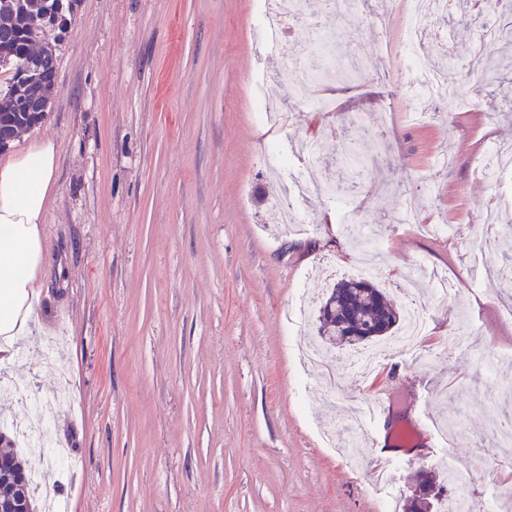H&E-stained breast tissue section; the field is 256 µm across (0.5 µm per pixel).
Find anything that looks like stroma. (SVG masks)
Returning <instances> with one entry per match:
<instances>
[{
  "label": "stroma",
  "mask_w": 512,
  "mask_h": 512,
  "mask_svg": "<svg viewBox=\"0 0 512 512\" xmlns=\"http://www.w3.org/2000/svg\"><path fill=\"white\" fill-rule=\"evenodd\" d=\"M313 3L309 27L292 28L269 60V95L287 99L342 51L376 62L395 88L371 73L325 82L333 111L287 99L278 128L259 121L252 98L259 0H79L65 36L46 34L57 45L51 109L11 148L40 138L58 148L42 226L48 275L0 379L33 385L47 402L68 383L70 402L54 404L45 424L81 465L63 473L48 450L42 470L70 512H385L424 471L449 496L512 512L494 498L512 486V447L489 430L512 416V400L476 368L494 345L496 378L512 386V320L492 279L512 262V231L490 237L483 223L492 198L512 195V177L479 170L490 142L512 138V116L490 110L492 94L512 88V66H473L477 35L512 18L496 0L452 31L423 18L428 42L456 64L449 89L475 103L451 100L415 123L400 58L383 57L367 32L381 0H353L343 19ZM313 28L327 53L312 50ZM285 60L296 69L281 71ZM299 137L321 141L320 185L346 190L311 191L300 228L286 230L262 155L289 153ZM377 143L388 148L377 169L352 173L346 149L367 154ZM407 198L420 222L400 229ZM433 224L450 231L433 234ZM349 225L369 226L373 243L352 240ZM361 250L397 306L410 295L399 270L418 268L411 295L429 315L424 345L367 377L346 347L310 368L297 342L316 339L319 301ZM443 275L461 276L454 297L437 296ZM463 327L470 347L449 348ZM380 399L385 420L350 422V407ZM330 419L340 438L363 434V448L327 447L318 428ZM455 419L457 458L470 469L452 485ZM398 421L417 427L414 448L379 456L374 439Z\"/></svg>",
  "instance_id": "stroma-1"
}]
</instances>
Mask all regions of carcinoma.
Returning a JSON list of instances; mask_svg holds the SVG:
<instances>
[{
  "instance_id": "obj_1",
  "label": "carcinoma",
  "mask_w": 512,
  "mask_h": 512,
  "mask_svg": "<svg viewBox=\"0 0 512 512\" xmlns=\"http://www.w3.org/2000/svg\"><path fill=\"white\" fill-rule=\"evenodd\" d=\"M55 0H0V68L6 64L27 70L43 57H56L53 45L42 41L40 18ZM370 65L347 58L339 70L348 80L355 73H367ZM55 82L30 85L7 79L0 89V125H9L10 134H19L39 123L49 111ZM37 94L34 112L18 117L15 101ZM318 334L332 346H357L395 333L402 321V310L394 307L383 289L373 280L358 278L335 283L329 288L318 311ZM0 512H14L21 480L31 475V464L14 448H0ZM436 489L435 477L425 471L415 494L406 501L403 512H431L429 496Z\"/></svg>"
}]
</instances>
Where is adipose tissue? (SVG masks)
I'll return each mask as SVG.
<instances>
[{"label": "adipose tissue", "instance_id": "1", "mask_svg": "<svg viewBox=\"0 0 512 512\" xmlns=\"http://www.w3.org/2000/svg\"><path fill=\"white\" fill-rule=\"evenodd\" d=\"M56 160L55 143L44 140L0 161V363L10 361L38 298Z\"/></svg>", "mask_w": 512, "mask_h": 512}]
</instances>
